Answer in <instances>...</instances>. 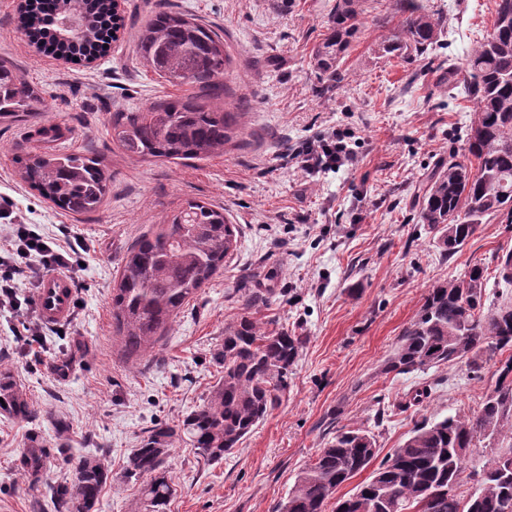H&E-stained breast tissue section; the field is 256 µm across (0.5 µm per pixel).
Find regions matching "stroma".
<instances>
[{
	"mask_svg": "<svg viewBox=\"0 0 512 512\" xmlns=\"http://www.w3.org/2000/svg\"><path fill=\"white\" fill-rule=\"evenodd\" d=\"M165 2L223 35L226 107L240 115L223 153L189 164L129 157L112 138L113 113L177 93L137 54L134 35L155 9L150 0H121L124 29L89 65L40 53L19 30V0H0V57L38 92L35 118L0 125V208L50 238L68 234L85 263L72 318L45 326L43 344H27L0 317V364L47 414L37 426L0 415V512H29L36 497L54 512L51 489L72 478L73 465L53 463L35 489L14 468L30 433L52 436L53 416L68 421L74 456L98 443L108 449L113 478L95 512H144L137 484L120 477L126 458L154 424H176L206 399L219 377L211 352L250 288L274 291L255 317L303 339L290 387L223 461L173 448L168 512H275L338 428L368 430L385 454L422 420L479 410L497 384L498 362L486 357L380 371L429 288L476 262L495 269L497 256L512 251V224L487 217L445 257L416 218L431 172L465 144L473 103L461 68L492 28V0H423L443 30L426 56L405 58L381 51L402 17L397 0H363L342 80L327 92L311 50L325 38L336 0ZM41 125L58 127L62 138L28 144L25 132ZM334 126L353 131L355 167L309 177L282 159L288 146ZM54 151L103 160L112 179L98 212L61 211L22 180L20 158ZM191 199L223 209L237 248L178 315L160 357L124 361L112 340V282L142 232ZM423 386L427 398L414 403Z\"/></svg>",
	"mask_w": 512,
	"mask_h": 512,
	"instance_id": "stroma-1",
	"label": "stroma"
}]
</instances>
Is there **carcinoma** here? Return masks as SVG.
<instances>
[{"mask_svg":"<svg viewBox=\"0 0 512 512\" xmlns=\"http://www.w3.org/2000/svg\"><path fill=\"white\" fill-rule=\"evenodd\" d=\"M51 11L34 13L25 29L35 43L57 41L65 56L78 45L100 51L99 35L110 16V0H51ZM402 20L383 50L423 55L440 33L439 19L418 0H403ZM361 0H336L328 35L313 50L324 88L341 80L339 63L359 33ZM137 53L170 86L197 93L160 100L142 112L112 114V137L136 158L203 160L224 152L237 113L225 108L221 77L230 63L224 38L181 11L159 8L139 28ZM465 91L474 104L465 156L438 164L420 200L418 221L439 233L437 244L450 257L479 229L485 217L512 224V0H494L490 32L465 58ZM38 96L11 65L0 59V123L23 122ZM21 176L55 207L72 214L99 210L110 175L102 161L71 153L19 159ZM236 228L224 212L188 200L131 247L112 287V319L121 355L137 361L160 351L178 314L224 266L237 244ZM498 278L512 285V252L498 257ZM487 268L475 263L464 275L429 289L416 317L385 359L382 373H411L512 352V301L486 306ZM267 300L258 289L245 293L244 307L224 323V341L211 353L222 376L204 402L176 425H157L127 458L124 477L141 482L146 512H167L175 492L168 459L183 442L208 462L232 453L278 407L288 391L301 337L255 319L252 308ZM0 414L39 423L44 413L0 367ZM53 438L38 433L15 459L33 486L52 462L72 461L67 421L51 418ZM496 441L483 466L479 488L464 499L459 487L467 450L475 438ZM376 440L366 430L341 428L299 471L277 512H326L338 488L370 468ZM512 355L499 361L497 387L481 409L458 410L437 422H421L392 449L356 490L336 499L334 512H512ZM110 471L104 455L78 458L73 478L52 488L55 512H94Z\"/></svg>","mask_w":512,"mask_h":512,"instance_id":"carcinoma-1","label":"carcinoma"}]
</instances>
